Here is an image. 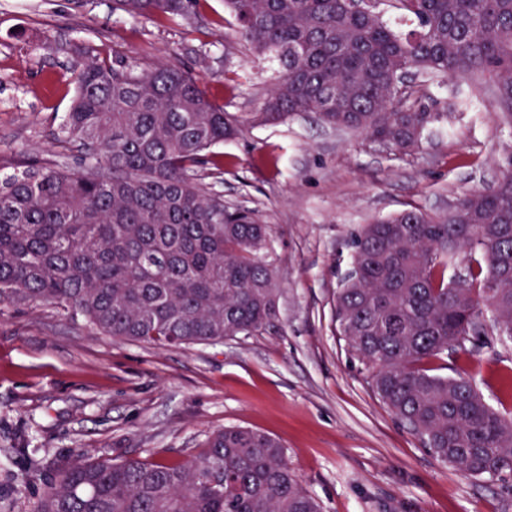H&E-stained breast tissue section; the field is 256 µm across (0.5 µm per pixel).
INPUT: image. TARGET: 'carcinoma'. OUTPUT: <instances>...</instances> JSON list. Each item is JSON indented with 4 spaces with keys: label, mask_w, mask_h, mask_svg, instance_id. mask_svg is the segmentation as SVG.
<instances>
[{
    "label": "carcinoma",
    "mask_w": 512,
    "mask_h": 512,
    "mask_svg": "<svg viewBox=\"0 0 512 512\" xmlns=\"http://www.w3.org/2000/svg\"><path fill=\"white\" fill-rule=\"evenodd\" d=\"M206 0H113L133 18L190 27ZM257 58L278 66L260 111L236 116L180 68L142 69L85 48L76 96L54 132L69 162H20L0 180V301L82 319L105 336L163 347L219 343L277 316L267 225L202 181L209 151L250 123L313 113L407 153L448 113L475 106L481 76L512 125V0H224ZM391 12L409 23L396 32ZM428 99L442 111L432 112ZM498 183L455 212L408 208L351 239L336 330L372 372L375 396L439 463L512 476V416L466 373L424 362L484 344L485 316L512 340V149ZM31 512H322L281 442L213 432L181 462L57 466Z\"/></svg>",
    "instance_id": "cac0c4a2"
}]
</instances>
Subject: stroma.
I'll return each instance as SVG.
<instances>
[{
	"instance_id": "35a3bbf8",
	"label": "stroma",
	"mask_w": 512,
	"mask_h": 512,
	"mask_svg": "<svg viewBox=\"0 0 512 512\" xmlns=\"http://www.w3.org/2000/svg\"><path fill=\"white\" fill-rule=\"evenodd\" d=\"M203 13L187 29L126 17L112 0H0V160L60 154L52 133L74 96L81 42L145 69L197 71L226 111H259L275 64L254 60L224 0H206ZM496 112L484 95L405 155L311 114L245 127L216 146L224 172L211 176L215 190L268 226L279 293L265 332L160 348L98 335L52 308L0 304V512H30L35 490L22 475L48 476L76 449L182 461L226 426L280 439L323 512H512V479L461 477L380 403L334 314L348 242L364 224L409 203L444 212L494 185V160L512 146ZM429 366L439 376L466 371L491 408L512 414V341Z\"/></svg>"
}]
</instances>
